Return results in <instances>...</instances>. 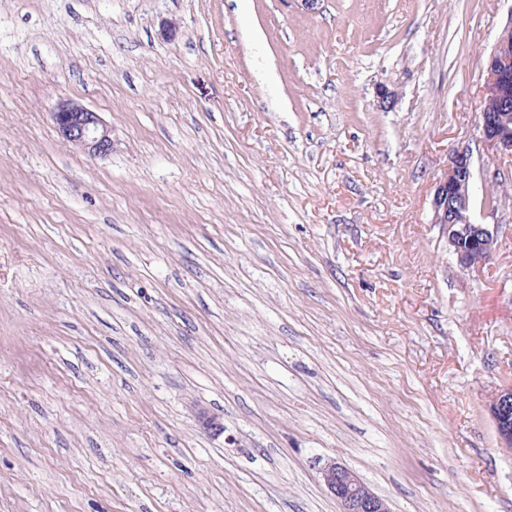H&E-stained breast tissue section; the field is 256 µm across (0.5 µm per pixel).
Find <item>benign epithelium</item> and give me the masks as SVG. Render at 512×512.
<instances>
[{
    "label": "benign epithelium",
    "instance_id": "1",
    "mask_svg": "<svg viewBox=\"0 0 512 512\" xmlns=\"http://www.w3.org/2000/svg\"><path fill=\"white\" fill-rule=\"evenodd\" d=\"M512 16L502 27L495 49L488 55L484 76L479 127L484 140L499 154L512 158ZM62 139L94 157L112 153V135L99 114L82 104L65 100L52 112ZM475 188V162L467 148L455 149L448 171L436 183L432 223L440 225L449 250L464 271L490 261L499 238V225L472 221L470 203ZM498 438L512 447V420L491 408ZM321 479L334 495L340 512H392L386 499L374 494L358 475L334 460L320 469Z\"/></svg>",
    "mask_w": 512,
    "mask_h": 512
}]
</instances>
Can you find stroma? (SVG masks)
<instances>
[{
	"label": "stroma",
	"mask_w": 512,
	"mask_h": 512,
	"mask_svg": "<svg viewBox=\"0 0 512 512\" xmlns=\"http://www.w3.org/2000/svg\"><path fill=\"white\" fill-rule=\"evenodd\" d=\"M511 14L0 0V512H339L329 460L392 512H512V159L478 127ZM462 147L501 227L468 272L431 210ZM54 124L64 141L91 156L104 158L112 153L109 127L94 112L79 102H60L52 113Z\"/></svg>",
	"instance_id": "stroma-1"
}]
</instances>
